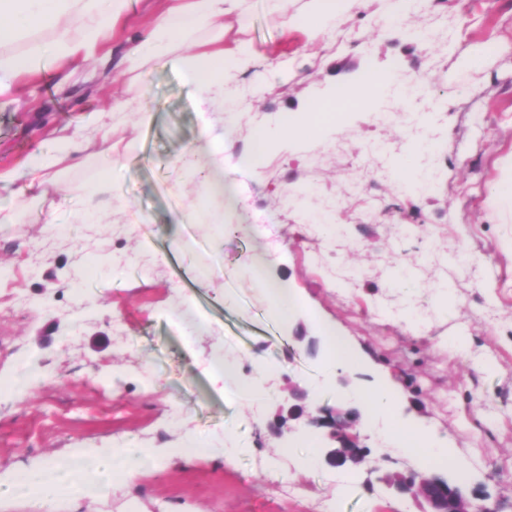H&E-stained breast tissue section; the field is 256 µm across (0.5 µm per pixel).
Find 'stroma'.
Returning a JSON list of instances; mask_svg holds the SVG:
<instances>
[{"instance_id":"35a3bbf8","label":"stroma","mask_w":512,"mask_h":512,"mask_svg":"<svg viewBox=\"0 0 512 512\" xmlns=\"http://www.w3.org/2000/svg\"><path fill=\"white\" fill-rule=\"evenodd\" d=\"M307 2L288 0L283 19L270 0H247L240 32L225 17V52L242 38L258 58L224 85L244 109L237 122L223 102L200 118L177 59L136 76L118 69L158 0H131L111 81L85 67L50 70L21 81L20 104L0 99V377L29 358L43 369L26 395L0 394V512H418L379 480L418 469L417 459L380 456L372 436L371 471L339 472L323 459L321 430L268 428L288 403L287 380L307 387L309 411L337 405L325 355L296 339L320 337L323 321L361 356L352 388L391 385L400 419L453 448L443 476L512 512V204L494 203L512 161V0H411L399 22L393 0H353L321 35ZM392 65L395 81L424 78L443 102L429 126L435 149L415 150L407 112L382 89L308 138L278 136L283 113ZM132 98L150 123L129 114L105 140L84 128V114ZM66 125L90 142L82 164L58 170L45 197L20 194L31 157L56 153ZM259 129L272 132L269 149L255 173H239ZM219 133L240 209L197 224L191 207L218 202L195 175L176 178L177 163ZM402 159L437 168L428 191H399ZM92 207L110 223L84 219ZM259 243L269 281L299 298L292 323L270 321L263 288L244 272ZM331 252L332 270L320 263ZM439 281L452 289L444 302L427 289ZM405 312L424 328L399 322ZM455 335L468 337L466 353L441 348ZM216 353L236 360L237 385L254 394L236 397L237 385L206 367ZM190 437L223 447V465L185 464ZM121 441L154 449L156 468L90 497L11 492L18 475L54 477L76 451ZM290 483L301 498L284 496Z\"/></svg>"}]
</instances>
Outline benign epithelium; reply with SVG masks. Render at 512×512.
Here are the masks:
<instances>
[{
  "mask_svg": "<svg viewBox=\"0 0 512 512\" xmlns=\"http://www.w3.org/2000/svg\"><path fill=\"white\" fill-rule=\"evenodd\" d=\"M289 399L294 401L288 409V418L307 417V424L323 430L324 435L334 442L324 456L331 467L354 470L361 466L369 454L367 447L360 442L361 411L357 407H320L318 414H306V390L296 385H288ZM381 480L400 494L425 503L426 512H499L486 505L473 506L466 488L457 482L434 474L426 478L410 471L387 473Z\"/></svg>",
  "mask_w": 512,
  "mask_h": 512,
  "instance_id": "obj_1",
  "label": "benign epithelium"
}]
</instances>
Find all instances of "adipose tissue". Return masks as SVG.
Segmentation results:
<instances>
[{"instance_id":"adipose-tissue-1","label":"adipose tissue","mask_w":512,"mask_h":512,"mask_svg":"<svg viewBox=\"0 0 512 512\" xmlns=\"http://www.w3.org/2000/svg\"><path fill=\"white\" fill-rule=\"evenodd\" d=\"M239 0H166L164 8L149 21L146 34L131 41L123 60L127 72H136L166 63L179 48H187L180 62L198 95L200 115H207L214 99L223 98L224 83L236 65L251 61L254 53L240 44L236 61L224 54V17ZM129 0H0V98L15 97L16 85L24 77L65 65H82L97 60L112 40L115 28L123 21ZM50 27L51 42L38 35ZM22 51H15L16 43ZM387 75L378 69L366 70L353 85L341 86L335 98L317 101L309 114H284L280 133L306 137L312 129L313 115L335 110L343 104L363 107L373 90L387 87ZM60 150L52 157H35L25 173L23 192L42 194L51 185V168L80 162V145L67 129H60ZM361 405V428L379 435L386 450L418 459L425 470L447 463L450 449L430 445L411 447L415 428L391 421L393 396L389 388L357 395ZM105 482L131 478L134 472L155 467V455L144 448H116L97 459Z\"/></svg>"}]
</instances>
